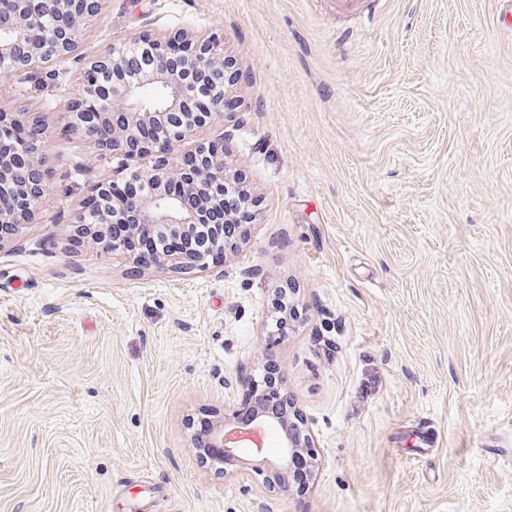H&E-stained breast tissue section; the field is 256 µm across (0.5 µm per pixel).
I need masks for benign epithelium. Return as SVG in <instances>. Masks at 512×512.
Here are the masks:
<instances>
[{
	"instance_id": "benign-epithelium-1",
	"label": "benign epithelium",
	"mask_w": 512,
	"mask_h": 512,
	"mask_svg": "<svg viewBox=\"0 0 512 512\" xmlns=\"http://www.w3.org/2000/svg\"><path fill=\"white\" fill-rule=\"evenodd\" d=\"M14 10L0 18V72L25 73L39 65L49 64L74 52L84 27L101 10L103 0H12ZM150 47H141L133 38L102 54L89 58L81 71L79 91L68 95L62 130L75 133L95 147L104 158L117 159L126 172L125 181L149 187L140 198L111 199L110 182L98 181L88 189L87 202L94 206V220H86L80 212L74 228L78 235L114 252L123 250L111 240L107 225L124 213L134 224H153L175 234L189 235L197 226L201 213L212 203V194L223 191L231 175L224 162L223 145L211 141L196 144L190 157L196 169L189 171L171 162L174 148L197 132L231 115L227 107L228 89L237 76L227 73L224 48L215 37L195 38L180 31L167 39H151ZM145 52L146 65L141 75L130 80L126 76L128 49ZM150 86L168 92L166 102L148 106L142 102V91ZM179 128L165 144L145 141L138 132L145 126L167 127L173 120ZM38 126L39 142L25 139L15 142L9 156L0 153V180L11 179L12 166L26 168L27 188L13 190L15 195L29 194L39 199L45 194L53 170L44 151L45 124ZM179 178L183 190L179 195L167 191L168 183ZM32 208H6L0 201V226L19 227L35 219ZM207 255L194 251H165L155 263L173 269H191L205 265ZM254 425L265 431L280 429L281 450L273 466L280 470L282 491H288V474L294 460L311 447L308 436H300L288 416L257 415ZM246 427L235 421V414L224 413L212 427L210 447L215 452L205 459L218 466L224 459L237 456L239 449L249 447L262 453L261 438L245 434Z\"/></svg>"
}]
</instances>
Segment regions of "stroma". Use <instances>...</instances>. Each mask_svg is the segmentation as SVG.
<instances>
[{"instance_id":"obj_1","label":"stroma","mask_w":512,"mask_h":512,"mask_svg":"<svg viewBox=\"0 0 512 512\" xmlns=\"http://www.w3.org/2000/svg\"><path fill=\"white\" fill-rule=\"evenodd\" d=\"M499 0H104L67 59L0 74L55 180L0 241V512H260L192 425L274 360L312 475L274 512H512V29ZM217 36L242 104L205 133L254 203L202 268L72 224L110 163L54 132L86 58ZM288 291V333L271 302Z\"/></svg>"}]
</instances>
